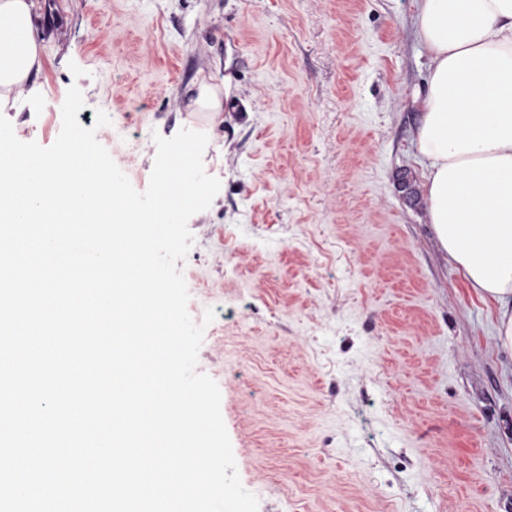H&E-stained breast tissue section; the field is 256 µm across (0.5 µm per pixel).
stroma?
<instances>
[{
  "instance_id": "1",
  "label": "stroma",
  "mask_w": 512,
  "mask_h": 512,
  "mask_svg": "<svg viewBox=\"0 0 512 512\" xmlns=\"http://www.w3.org/2000/svg\"><path fill=\"white\" fill-rule=\"evenodd\" d=\"M35 5L18 139L51 146L78 87L142 192L154 135L208 136L221 188L178 267L258 512H512V353L419 196L416 0ZM203 84L222 112L192 111Z\"/></svg>"
}]
</instances>
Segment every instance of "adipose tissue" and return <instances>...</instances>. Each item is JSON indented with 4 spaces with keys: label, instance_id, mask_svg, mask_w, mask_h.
Segmentation results:
<instances>
[{
    "label": "adipose tissue",
    "instance_id": "ef3b65f1",
    "mask_svg": "<svg viewBox=\"0 0 512 512\" xmlns=\"http://www.w3.org/2000/svg\"><path fill=\"white\" fill-rule=\"evenodd\" d=\"M429 59L417 151L437 240L512 351V0H417ZM33 0H0V112L42 67Z\"/></svg>",
    "mask_w": 512,
    "mask_h": 512
}]
</instances>
